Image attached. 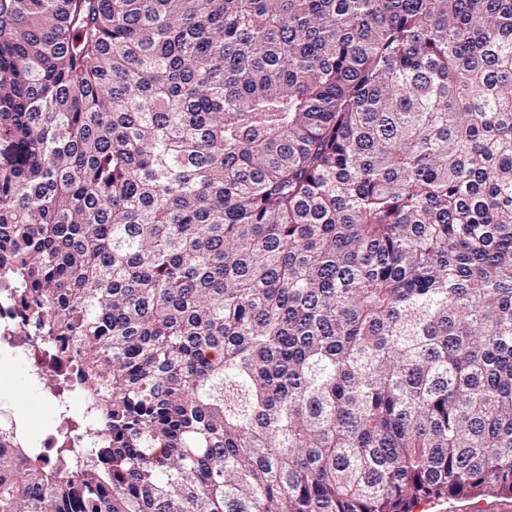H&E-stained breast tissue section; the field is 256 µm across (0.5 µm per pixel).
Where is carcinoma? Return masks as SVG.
<instances>
[{"label": "carcinoma", "mask_w": 512, "mask_h": 512, "mask_svg": "<svg viewBox=\"0 0 512 512\" xmlns=\"http://www.w3.org/2000/svg\"><path fill=\"white\" fill-rule=\"evenodd\" d=\"M93 394L0 512L512 496V0H0V289Z\"/></svg>", "instance_id": "cac0c4a2"}]
</instances>
